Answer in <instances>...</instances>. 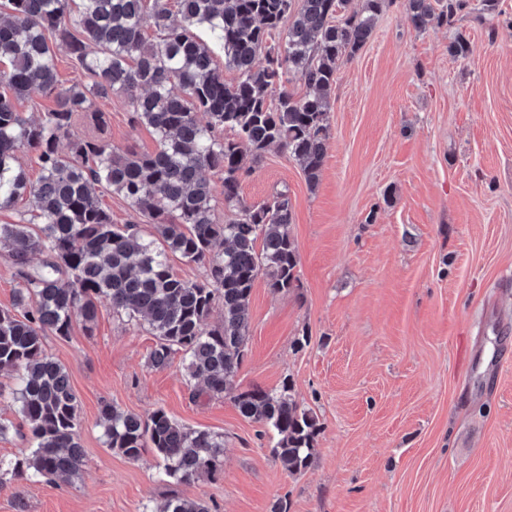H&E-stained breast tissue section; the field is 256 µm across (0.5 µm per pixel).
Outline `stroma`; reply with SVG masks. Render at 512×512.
Instances as JSON below:
<instances>
[{
	"label": "stroma",
	"mask_w": 512,
	"mask_h": 512,
	"mask_svg": "<svg viewBox=\"0 0 512 512\" xmlns=\"http://www.w3.org/2000/svg\"><path fill=\"white\" fill-rule=\"evenodd\" d=\"M470 4L419 32L391 0L338 67L316 186L278 148L245 157L248 204L288 194L300 285L256 280L236 384L292 382L320 426L310 467L285 471L231 398L193 399L180 361L151 368L154 336L103 307L92 331L45 339L78 399L80 475L8 483L0 512H156L172 495L211 512H512V0ZM95 107L117 152L156 150L124 94ZM17 387L0 372V457L30 445ZM107 404L222 435L221 471L178 484L152 451L112 452Z\"/></svg>",
	"instance_id": "35a3bbf8"
}]
</instances>
